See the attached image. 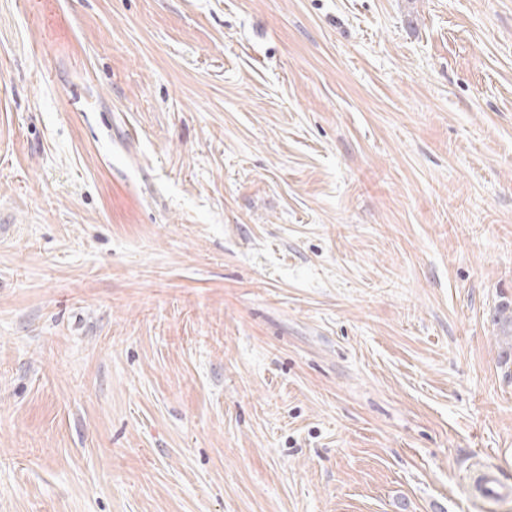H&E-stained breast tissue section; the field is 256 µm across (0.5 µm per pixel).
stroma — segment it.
Wrapping results in <instances>:
<instances>
[{"mask_svg": "<svg viewBox=\"0 0 512 512\" xmlns=\"http://www.w3.org/2000/svg\"><path fill=\"white\" fill-rule=\"evenodd\" d=\"M504 304L512 0H0V512H477Z\"/></svg>", "mask_w": 512, "mask_h": 512, "instance_id": "35a3bbf8", "label": "stroma"}]
</instances>
